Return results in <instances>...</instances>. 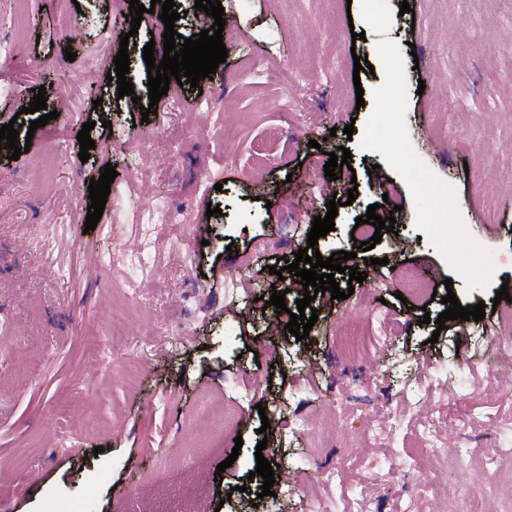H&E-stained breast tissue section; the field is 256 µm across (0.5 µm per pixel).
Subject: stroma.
<instances>
[{
    "instance_id": "35a3bbf8",
    "label": "stroma",
    "mask_w": 512,
    "mask_h": 512,
    "mask_svg": "<svg viewBox=\"0 0 512 512\" xmlns=\"http://www.w3.org/2000/svg\"><path fill=\"white\" fill-rule=\"evenodd\" d=\"M400 1L221 0L225 63L198 87L170 82L163 112L146 117L133 99L148 95L153 14L135 29L129 0H0V126H29L21 108L40 86L58 113L18 160L0 148L11 512H137L127 489H149L163 469V512L199 479L206 512H501L487 464L512 476L494 450L512 436V361L476 345L512 327V303L495 300L512 281V0H408L407 14ZM115 30L130 37L131 98L99 54ZM358 59L369 68L355 70ZM90 121L83 162L77 135ZM340 146L350 167L332 181L324 166ZM108 165L117 176L88 231V186ZM334 198L322 257L372 239L356 224L369 205L399 229L369 250L372 264L355 259L366 280L336 274L349 298L317 295L301 342L287 325L304 291L269 268L306 247ZM211 205L219 216L207 217ZM409 264L433 275L426 295L400 300ZM276 289L281 315L263 304ZM450 290L485 303L484 319L437 330ZM383 316L393 329L381 345L338 349L343 327L373 333ZM203 401L214 418L236 405V425L198 419ZM447 406L455 420L425 433L424 409ZM452 437V467L434 455L416 465L425 445ZM204 442L216 451L201 472ZM260 455L287 494L259 497Z\"/></svg>"
}]
</instances>
